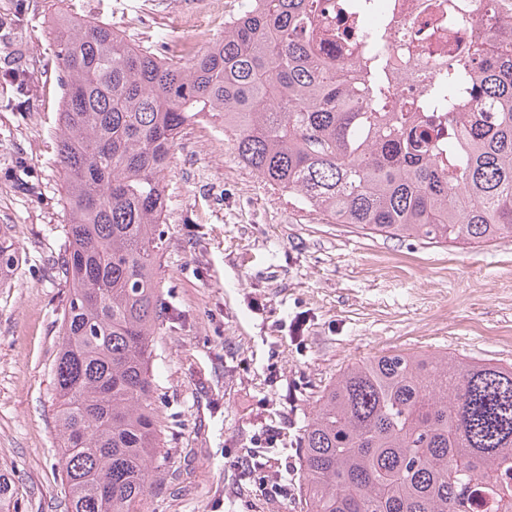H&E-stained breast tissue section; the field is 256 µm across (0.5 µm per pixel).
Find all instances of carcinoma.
I'll return each instance as SVG.
<instances>
[{"instance_id": "obj_1", "label": "carcinoma", "mask_w": 512, "mask_h": 512, "mask_svg": "<svg viewBox=\"0 0 512 512\" xmlns=\"http://www.w3.org/2000/svg\"><path fill=\"white\" fill-rule=\"evenodd\" d=\"M373 5L239 0L224 37L179 61L62 20L69 296L53 381L67 512H132L150 485L155 225L175 140L197 119H221L244 166L333 224L450 246L512 236L508 12L479 0L484 37L388 112L383 31L334 69L309 44L318 13L339 46ZM432 112L448 117L446 157ZM14 491L0 468V512H16ZM297 494L306 512H512V364L392 351L347 366L304 426Z\"/></svg>"}]
</instances>
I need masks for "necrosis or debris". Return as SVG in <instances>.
<instances>
[{"mask_svg":"<svg viewBox=\"0 0 512 512\" xmlns=\"http://www.w3.org/2000/svg\"><path fill=\"white\" fill-rule=\"evenodd\" d=\"M384 2V11L371 16L370 22L387 29L396 21L409 32L407 38L385 43L394 83L404 92L418 88L435 61L464 50L487 25L476 0H438V8L432 10L426 7L428 0Z\"/></svg>","mask_w":512,"mask_h":512,"instance_id":"necrosis-or-debris-1","label":"necrosis or debris"}]
</instances>
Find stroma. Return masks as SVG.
<instances>
[{"label":"stroma","mask_w":512,"mask_h":512,"mask_svg":"<svg viewBox=\"0 0 512 512\" xmlns=\"http://www.w3.org/2000/svg\"><path fill=\"white\" fill-rule=\"evenodd\" d=\"M0 0V466L18 512H64L52 367L69 288L56 161L59 15L180 57L238 0ZM27 75L25 92L6 72ZM156 232L166 306L152 367L161 456L136 512H303V427L348 365L388 351L512 364V237L464 248L371 237L297 208L240 163L220 120L179 136Z\"/></svg>","instance_id":"obj_1"}]
</instances>
